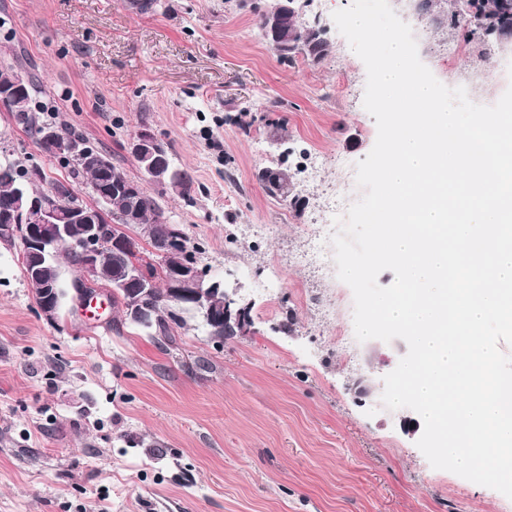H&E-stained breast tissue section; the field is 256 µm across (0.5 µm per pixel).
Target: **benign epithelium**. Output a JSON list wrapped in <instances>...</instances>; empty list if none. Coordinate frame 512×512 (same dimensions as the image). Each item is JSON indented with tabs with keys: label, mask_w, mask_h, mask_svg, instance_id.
Returning <instances> with one entry per match:
<instances>
[{
	"label": "benign epithelium",
	"mask_w": 512,
	"mask_h": 512,
	"mask_svg": "<svg viewBox=\"0 0 512 512\" xmlns=\"http://www.w3.org/2000/svg\"><path fill=\"white\" fill-rule=\"evenodd\" d=\"M305 4L300 0H267L260 5L265 15L266 33L277 29L288 15L302 12ZM27 80L15 74L0 83V106L20 111L26 103ZM43 148L53 152H65L84 168L109 178L112 190L125 195L129 206L122 213L123 224L141 223L136 202L139 184L130 181L124 171L112 165L104 153H90L78 141H62L53 127H45L40 134ZM128 150L142 167L143 178L160 192H168L179 186V169L175 167L168 148L162 138L149 130H141L127 143ZM265 188L276 194L288 196L289 185L280 181V172L268 168L259 173ZM109 199L99 198V205L87 206L77 193L70 198L58 189H48L30 195L19 190L0 206V223L7 225L20 235L26 259V278L40 280V292L36 304L46 318L54 319L62 306L59 274L52 265L54 254L66 250L80 259L79 279L72 282L73 298L87 303L99 295L89 285L98 278L112 273L111 291L123 293L127 298L126 312L130 322L148 327L157 320L155 306L146 300L151 289L135 266L123 262L125 241L119 235H105L108 224L112 223ZM82 224L79 235L69 232V225ZM183 247V232L178 224L168 225L166 236L154 242L158 253L171 255ZM224 305H214L213 283L196 263H182L171 270L166 285V298L183 308L199 314L208 326L214 329H251V312L254 302L240 294L238 289H224Z\"/></svg>",
	"instance_id": "7a95c632"
}]
</instances>
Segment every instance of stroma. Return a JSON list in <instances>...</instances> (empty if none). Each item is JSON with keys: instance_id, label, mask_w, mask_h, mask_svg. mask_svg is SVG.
Returning <instances> with one entry per match:
<instances>
[{"instance_id": "stroma-1", "label": "stroma", "mask_w": 512, "mask_h": 512, "mask_svg": "<svg viewBox=\"0 0 512 512\" xmlns=\"http://www.w3.org/2000/svg\"><path fill=\"white\" fill-rule=\"evenodd\" d=\"M351 3L313 0L327 54L289 66L235 0H156L146 13L0 0V67L35 82L57 123L134 178L127 138L162 134L198 186L190 202L160 195L163 213L201 245L210 278L253 299L256 327L220 340L190 312L165 351L106 297L93 316L68 298L46 320L18 245L0 240V512H512L500 492L431 467L405 428L414 411L381 403L402 351L353 337L329 238L362 195L355 165L377 125L365 65L333 25ZM392 8L444 85L483 105L512 86V45L487 61L407 0ZM310 155L323 160L313 182L299 168ZM5 160L66 176L0 108ZM280 161L301 206L257 178ZM243 224L262 232L242 236Z\"/></svg>"}]
</instances>
